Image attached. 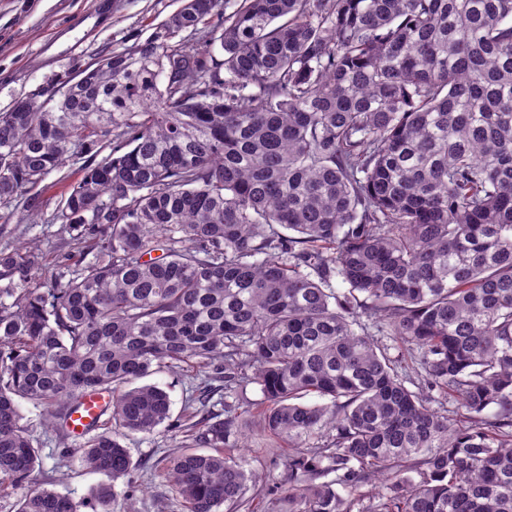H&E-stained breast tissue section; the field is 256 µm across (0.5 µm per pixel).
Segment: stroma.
<instances>
[{"label": "stroma", "mask_w": 512, "mask_h": 512, "mask_svg": "<svg viewBox=\"0 0 512 512\" xmlns=\"http://www.w3.org/2000/svg\"><path fill=\"white\" fill-rule=\"evenodd\" d=\"M179 5L180 0H0V112L39 85L66 80L104 51L145 40ZM81 166L78 160L67 162L46 179L36 201L19 197L13 217L0 219V249L27 247L39 254L35 283L67 275L86 250L85 241L72 239L51 220L61 195L79 180ZM33 203L40 213L35 224L24 219ZM23 411L40 454L32 483L80 501V512H182L159 475L161 459L180 450L182 433L161 426L123 438L137 489L132 498L120 495L103 506L98 494L106 479L84 466L75 438L44 427L32 404H24ZM239 429L246 438L241 454L249 468L269 469L282 456V449L271 446L261 432L257 415H244Z\"/></svg>", "instance_id": "1"}]
</instances>
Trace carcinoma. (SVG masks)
Here are the masks:
<instances>
[{
  "mask_svg": "<svg viewBox=\"0 0 512 512\" xmlns=\"http://www.w3.org/2000/svg\"><path fill=\"white\" fill-rule=\"evenodd\" d=\"M73 157L91 258L43 287L0 249L1 489L39 460L21 402L62 427L105 390L82 461L132 492L120 438L171 411L136 382L186 367V512H512V0H183L0 112V209ZM249 384L277 476L235 454Z\"/></svg>",
  "mask_w": 512,
  "mask_h": 512,
  "instance_id": "obj_1",
  "label": "carcinoma"
}]
</instances>
